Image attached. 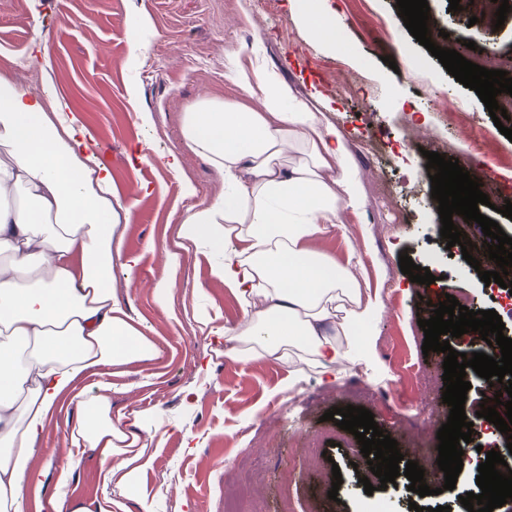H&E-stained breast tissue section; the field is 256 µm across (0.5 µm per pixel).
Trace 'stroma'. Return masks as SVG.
I'll return each instance as SVG.
<instances>
[{
	"instance_id": "35a3bbf8",
	"label": "stroma",
	"mask_w": 512,
	"mask_h": 512,
	"mask_svg": "<svg viewBox=\"0 0 512 512\" xmlns=\"http://www.w3.org/2000/svg\"><path fill=\"white\" fill-rule=\"evenodd\" d=\"M330 15L340 44L329 47L290 9L289 0H0V75L23 82L44 103L61 101L98 145L112 171L117 195L116 235L122 250L140 256L132 278L116 273L118 296L143 327L158 355L127 366L112 378V411L146 445L147 465L126 484L104 485L97 456L68 462L63 427H50L33 459L46 472L42 500L77 501L96 508L112 498V512H225L244 454H259L264 492L240 497L237 512H410V504L466 512L455 491L425 497L408 491L407 479L380 488L372 478L365 494L359 475L367 460L351 433L324 420L328 409L370 410L380 430L397 440L401 454L437 452L439 425L450 408L434 409L433 427L416 435L423 414L419 377L443 393L445 358L423 352L418 326L421 292L399 266L400 255L445 277L449 289L481 310L500 309L498 291H485L458 247L440 236L438 204L431 197L426 152L493 175L489 205L512 201V141L495 125L475 91L448 74L409 33L396 0H316ZM429 22L443 30L438 46L474 41L469 61L495 50L512 58V12L501 27L491 18L470 23L448 0H428ZM150 25L130 26L137 10ZM262 67L290 85L323 123L336 128L360 180L361 203L338 212L343 231L312 241L313 249L345 263L356 246L363 266L355 275L379 293L383 308L362 332L370 348H355L334 374L322 373L304 347H296L299 381L272 362L224 353L217 332L242 318L239 302L211 281L215 257L207 248L178 251L168 270L163 249L178 250L181 215L224 190L222 175L199 156L184 171L162 157L183 150L185 112L200 95L238 98L232 81L240 70ZM138 104L130 106V90ZM492 132L490 151L473 154L472 135ZM386 190L404 216L392 224L378 209ZM171 281L165 297L154 286ZM321 433V455L301 453L302 436ZM73 472L66 484L58 475ZM343 482L333 488V470ZM293 488L284 502L283 486ZM337 499H329L330 490Z\"/></svg>"
}]
</instances>
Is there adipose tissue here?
Masks as SVG:
<instances>
[{
    "label": "adipose tissue",
    "mask_w": 512,
    "mask_h": 512,
    "mask_svg": "<svg viewBox=\"0 0 512 512\" xmlns=\"http://www.w3.org/2000/svg\"><path fill=\"white\" fill-rule=\"evenodd\" d=\"M234 82L259 109L200 97L184 116L185 153L165 160L178 170L200 155L224 178V193L185 210L180 247L224 254L209 275L244 312L225 342L285 365L299 339L326 369L362 344L359 327L382 308L349 268L309 246L336 229L340 206H358L360 181L336 129L288 84L260 67ZM0 144L11 157L0 163V512H27L29 491L44 485L35 447L64 404L82 411L66 445L98 453L104 483L135 474L140 434L113 418L110 385L92 395L86 382L156 350L113 290L114 266L130 275L138 260L114 237L111 171L89 134L0 79ZM289 148L298 158L286 166Z\"/></svg>",
    "instance_id": "adipose-tissue-1"
}]
</instances>
